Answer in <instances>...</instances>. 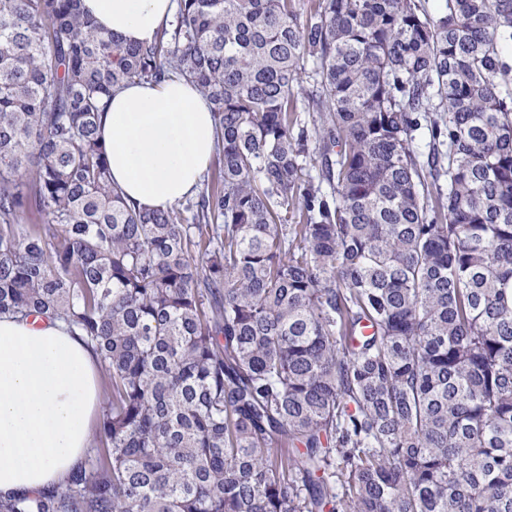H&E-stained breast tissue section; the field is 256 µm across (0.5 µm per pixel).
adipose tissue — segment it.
Listing matches in <instances>:
<instances>
[{"label": "adipose tissue", "instance_id": "ef3b65f1", "mask_svg": "<svg viewBox=\"0 0 512 512\" xmlns=\"http://www.w3.org/2000/svg\"><path fill=\"white\" fill-rule=\"evenodd\" d=\"M101 29L152 42L177 0H81ZM99 134L124 200L167 209L195 194L217 144L210 103L181 78L108 99ZM101 404L96 358L58 322L0 316V493L34 494L83 464Z\"/></svg>", "mask_w": 512, "mask_h": 512}]
</instances>
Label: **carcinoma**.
<instances>
[{"instance_id": "cac0c4a2", "label": "carcinoma", "mask_w": 512, "mask_h": 512, "mask_svg": "<svg viewBox=\"0 0 512 512\" xmlns=\"http://www.w3.org/2000/svg\"><path fill=\"white\" fill-rule=\"evenodd\" d=\"M510 55L512 0H179L145 44L0 0V316L109 390L84 467L0 512H512ZM171 76L220 182L136 209L101 112Z\"/></svg>"}]
</instances>
